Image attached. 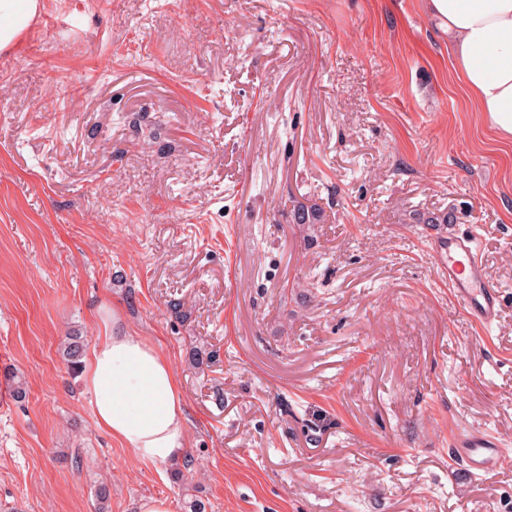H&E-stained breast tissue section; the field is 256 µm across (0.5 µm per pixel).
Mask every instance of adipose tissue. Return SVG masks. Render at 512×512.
Returning a JSON list of instances; mask_svg holds the SVG:
<instances>
[{
    "label": "adipose tissue",
    "mask_w": 512,
    "mask_h": 512,
    "mask_svg": "<svg viewBox=\"0 0 512 512\" xmlns=\"http://www.w3.org/2000/svg\"><path fill=\"white\" fill-rule=\"evenodd\" d=\"M48 0H0V52L14 49ZM448 41L458 80L478 112L512 139V0H424ZM86 386L96 426L135 458L163 464L186 439L185 403L168 358L113 323L87 359Z\"/></svg>",
    "instance_id": "ef3b65f1"
}]
</instances>
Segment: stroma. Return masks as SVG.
<instances>
[{
    "label": "stroma",
    "instance_id": "obj_1",
    "mask_svg": "<svg viewBox=\"0 0 512 512\" xmlns=\"http://www.w3.org/2000/svg\"><path fill=\"white\" fill-rule=\"evenodd\" d=\"M417 210L474 228L491 328ZM116 317L178 376L169 463L61 354ZM2 390L0 512H512L452 450L512 456V140L421 0H52L0 53ZM453 444L454 453L470 475L497 469L510 460L501 443L486 431H467L458 435Z\"/></svg>",
    "mask_w": 512,
    "mask_h": 512
}]
</instances>
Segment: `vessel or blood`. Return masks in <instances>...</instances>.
<instances>
[{
  "mask_svg": "<svg viewBox=\"0 0 512 512\" xmlns=\"http://www.w3.org/2000/svg\"><path fill=\"white\" fill-rule=\"evenodd\" d=\"M431 244L437 274L445 280L457 304L476 323L492 326L501 312V294L488 281L475 231L439 228ZM454 452L472 475L497 469L508 460L500 442L480 430L458 435Z\"/></svg>",
  "mask_w": 512,
  "mask_h": 512,
  "instance_id": "obj_1",
  "label": "vessel or blood"
}]
</instances>
